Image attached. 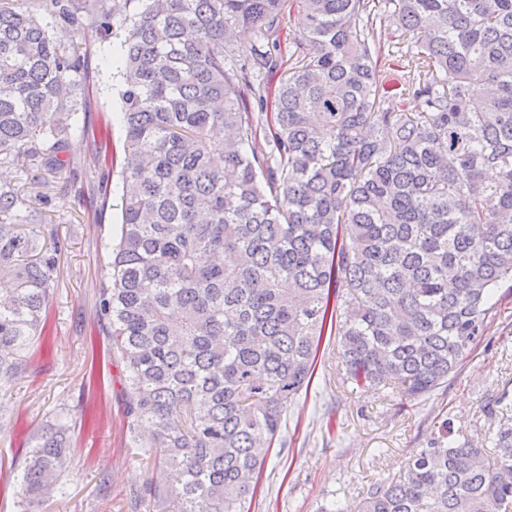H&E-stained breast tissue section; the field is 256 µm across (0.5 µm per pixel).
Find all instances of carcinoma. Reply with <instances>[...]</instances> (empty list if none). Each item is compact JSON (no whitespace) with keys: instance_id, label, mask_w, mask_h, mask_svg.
Listing matches in <instances>:
<instances>
[{"instance_id":"obj_1","label":"carcinoma","mask_w":512,"mask_h":512,"mask_svg":"<svg viewBox=\"0 0 512 512\" xmlns=\"http://www.w3.org/2000/svg\"><path fill=\"white\" fill-rule=\"evenodd\" d=\"M0 0V165L66 157L90 97L89 30L108 0ZM124 19L123 195L100 288L127 372L129 430L171 512H249L327 323L346 379L430 396L512 284V0H137ZM394 28L382 42L377 24ZM397 56L403 102L386 104ZM274 92L269 151L252 148ZM410 100L405 108L404 100ZM101 141L80 164L112 167ZM23 205L0 185V215ZM0 224V385L47 335L63 242L37 214ZM336 295L338 309H330ZM486 449L440 437L358 512H512V425ZM69 467L63 424L30 432L21 512Z\"/></svg>"}]
</instances>
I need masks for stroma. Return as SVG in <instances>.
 <instances>
[{"mask_svg": "<svg viewBox=\"0 0 512 512\" xmlns=\"http://www.w3.org/2000/svg\"><path fill=\"white\" fill-rule=\"evenodd\" d=\"M112 32L92 46L94 94L87 109L108 115L102 136L121 153L120 21L132 10L110 0ZM25 205L40 207L68 245L58 257L57 287L49 308L50 333L29 370L0 387V405L18 416L22 431L0 433V512H17V472L24 429L63 421L69 428V468L63 488L39 512H155L153 499L134 502L154 477V460L137 448L128 429L125 368L110 353L100 313L108 247L119 221L122 179L109 175L110 205L95 214L97 179L48 173L43 162L0 167ZM481 342L448 380L447 390L418 400L372 393L345 379L336 334L324 336L307 390L288 405L250 512H354L371 485L396 472L449 422L459 441L486 444L512 411L494 407L512 396V291L498 290Z\"/></svg>", "mask_w": 512, "mask_h": 512, "instance_id": "35a3bbf8", "label": "stroma"}]
</instances>
